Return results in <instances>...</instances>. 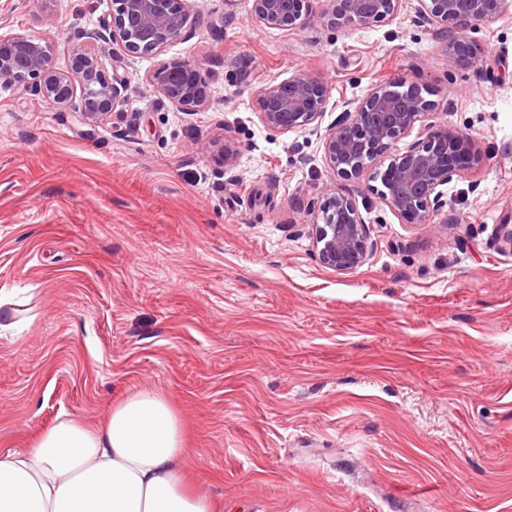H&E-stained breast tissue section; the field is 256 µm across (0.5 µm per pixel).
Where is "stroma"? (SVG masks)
<instances>
[{"mask_svg": "<svg viewBox=\"0 0 512 512\" xmlns=\"http://www.w3.org/2000/svg\"><path fill=\"white\" fill-rule=\"evenodd\" d=\"M111 11L0 0V36L44 38L65 70ZM471 35L484 54L452 70V31L409 11L287 33L258 27L247 0H196L160 55L102 45L122 60L118 112L90 122L0 86V293L19 294L23 324L0 337V453L153 389L184 422L193 486L224 512H512V14ZM172 58L200 66L206 106L159 93ZM298 72L336 100L426 87L429 124L468 137L479 166L407 223L380 181L334 177L319 131L262 125L257 88ZM227 140L229 175L213 158ZM330 187L375 243L346 274L309 236Z\"/></svg>", "mask_w": 512, "mask_h": 512, "instance_id": "1", "label": "stroma"}]
</instances>
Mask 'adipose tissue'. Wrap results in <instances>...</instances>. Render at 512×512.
I'll return each mask as SVG.
<instances>
[{
  "label": "adipose tissue",
  "instance_id": "obj_1",
  "mask_svg": "<svg viewBox=\"0 0 512 512\" xmlns=\"http://www.w3.org/2000/svg\"><path fill=\"white\" fill-rule=\"evenodd\" d=\"M183 422L140 390L92 429L64 417L33 448L0 454V512H218L186 482Z\"/></svg>",
  "mask_w": 512,
  "mask_h": 512
}]
</instances>
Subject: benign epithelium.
Listing matches in <instances>:
<instances>
[{
    "mask_svg": "<svg viewBox=\"0 0 512 512\" xmlns=\"http://www.w3.org/2000/svg\"><path fill=\"white\" fill-rule=\"evenodd\" d=\"M195 0H112L111 19L85 33L87 44L77 49L69 69L50 67V47L40 37L13 34L0 37V84L34 92L53 107L72 108L96 120L126 102V82L107 78L102 55L93 45L119 42L129 57L164 51L181 37ZM254 22L267 29L295 32L313 14L315 0H250ZM413 10L420 24L437 29L466 30L494 23L512 10V0H326L322 12L335 28L373 29ZM484 52L470 36L445 42L448 66H469ZM161 95L180 110L189 111L207 102L206 82L200 67L185 60L165 61L157 75ZM80 96H75V86ZM375 85L358 100L341 103L342 111L321 139L323 157L342 179L366 176L381 181L383 203L408 223H424L446 205L443 187L474 168L479 156L453 129H428L403 148L401 139L421 126L435 110L418 86ZM331 89L306 73H296L258 90L260 120L272 131L287 133L318 127L327 112ZM387 166H382V163ZM316 259L338 274L366 263L374 243L356 200L334 189L326 190L311 223Z\"/></svg>",
    "mask_w": 512,
    "mask_h": 512,
    "instance_id": "benign-epithelium-1",
    "label": "benign epithelium"
}]
</instances>
